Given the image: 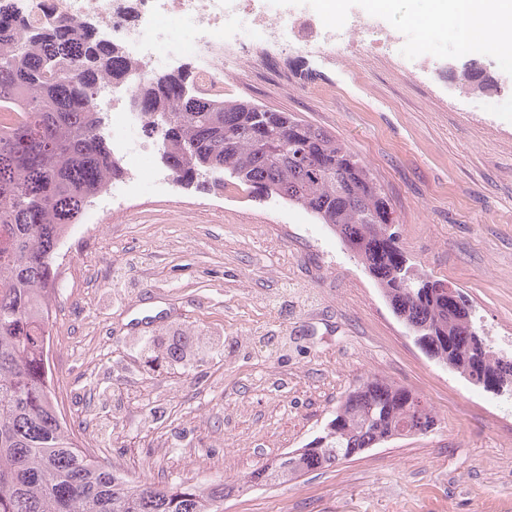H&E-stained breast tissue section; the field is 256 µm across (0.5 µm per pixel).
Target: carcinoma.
I'll use <instances>...</instances> for the list:
<instances>
[{"mask_svg":"<svg viewBox=\"0 0 512 512\" xmlns=\"http://www.w3.org/2000/svg\"><path fill=\"white\" fill-rule=\"evenodd\" d=\"M0 0V100L24 105L23 125L0 130V512H221L224 485L195 489L132 486L71 438L57 409L47 348L49 294L58 275V245L92 197L121 174L102 135L95 82L114 74L119 50L84 22L58 20L27 31ZM77 75H71L74 66ZM460 80L484 91L492 77L473 62ZM191 73L159 74L140 93L142 108L163 131L161 160L177 181L214 193L246 186L310 210L332 226L376 280L393 313L414 327L433 356L463 373L473 355L459 349L479 332L469 301L437 291L440 282L407 263L389 202L367 167L320 128L245 100L192 92ZM412 271L413 291L397 271ZM484 369L512 377L489 344ZM402 386L371 378L351 391L326 424L324 442L281 454L254 473L268 484L296 478L402 435L407 423L426 433L428 406Z\"/></svg>","mask_w":512,"mask_h":512,"instance_id":"obj_1","label":"carcinoma"}]
</instances>
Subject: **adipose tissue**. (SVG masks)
Returning <instances> with one entry per match:
<instances>
[{
	"label": "adipose tissue",
	"instance_id": "adipose-tissue-1",
	"mask_svg": "<svg viewBox=\"0 0 512 512\" xmlns=\"http://www.w3.org/2000/svg\"><path fill=\"white\" fill-rule=\"evenodd\" d=\"M436 27L460 23L465 37L501 47L502 36L512 33V0H430Z\"/></svg>",
	"mask_w": 512,
	"mask_h": 512
}]
</instances>
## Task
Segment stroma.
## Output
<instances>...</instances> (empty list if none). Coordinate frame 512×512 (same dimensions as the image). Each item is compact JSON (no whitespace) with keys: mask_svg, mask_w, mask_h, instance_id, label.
<instances>
[{"mask_svg":"<svg viewBox=\"0 0 512 512\" xmlns=\"http://www.w3.org/2000/svg\"><path fill=\"white\" fill-rule=\"evenodd\" d=\"M429 0L379 22L409 48L271 46L224 76V97L288 112L356 154L421 273L461 290L481 335L512 349V97L469 95L455 27L423 40ZM425 50L430 68L414 69ZM151 184L92 239L58 248L49 367L81 447L132 485L225 484L224 512H512V397L428 356L333 228L279 197ZM205 355L180 359L193 340ZM435 416L281 484L253 471L310 443L371 377Z\"/></svg>","mask_w":512,"mask_h":512,"instance_id":"stroma-1","label":"stroma"}]
</instances>
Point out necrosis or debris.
Returning a JSON list of instances; mask_svg holds the SVG:
<instances>
[{
  "instance_id": "obj_1",
  "label": "necrosis or debris",
  "mask_w": 512,
  "mask_h": 512,
  "mask_svg": "<svg viewBox=\"0 0 512 512\" xmlns=\"http://www.w3.org/2000/svg\"><path fill=\"white\" fill-rule=\"evenodd\" d=\"M30 25L67 19L93 20L110 32L121 48L122 67L112 85L99 89L96 101L110 116L105 136L112 157L132 177V190L157 172L143 168L141 158L161 146L160 128L150 127L136 90L166 69L168 62L194 61V87L203 95L224 92V73L241 57L242 43L228 37L229 28L247 25L253 44L275 42L295 49H355L361 45L391 51L398 35L354 17L332 26L292 12L271 15L254 10L251 0H14Z\"/></svg>"
}]
</instances>
